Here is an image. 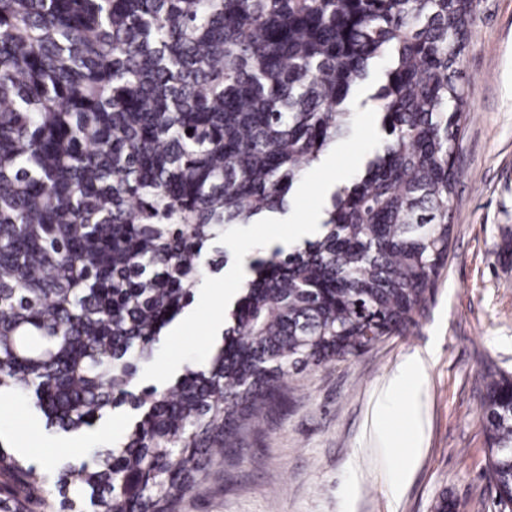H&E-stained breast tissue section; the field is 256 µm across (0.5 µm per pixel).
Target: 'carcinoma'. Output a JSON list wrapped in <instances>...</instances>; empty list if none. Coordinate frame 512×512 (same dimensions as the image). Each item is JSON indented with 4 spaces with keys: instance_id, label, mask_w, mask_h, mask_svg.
Listing matches in <instances>:
<instances>
[{
    "instance_id": "obj_1",
    "label": "carcinoma",
    "mask_w": 512,
    "mask_h": 512,
    "mask_svg": "<svg viewBox=\"0 0 512 512\" xmlns=\"http://www.w3.org/2000/svg\"><path fill=\"white\" fill-rule=\"evenodd\" d=\"M472 0H0V392L49 427L140 419L104 458L47 476L0 449L25 501L171 512L202 456L236 450L285 378L356 356L423 314L448 256L452 161L472 85ZM387 138L336 185L327 232L250 262L209 368L135 391L192 301L206 244L284 210L351 131ZM486 478L512 512V374L484 365ZM79 495L68 496L70 483Z\"/></svg>"
}]
</instances>
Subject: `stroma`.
<instances>
[{"mask_svg":"<svg viewBox=\"0 0 512 512\" xmlns=\"http://www.w3.org/2000/svg\"><path fill=\"white\" fill-rule=\"evenodd\" d=\"M460 68L473 90L455 154L453 228L424 315L357 356L288 377L261 430L235 455L206 462L174 512H434L444 496L459 512H499L485 478L479 380L487 361L512 373V0H473ZM381 137L378 116L356 107L349 136L326 152L337 175L361 172ZM325 189L324 169H307L285 211L268 220L273 236L320 223ZM215 280L206 275L168 327L138 374L141 385L168 386L185 368L209 364L215 316L228 309L210 294ZM424 350L431 356L423 439L413 450L404 405L382 424L373 409L396 367ZM134 417L124 406L66 434L16 398L0 409V445L25 449L27 464L53 475L64 462L118 443Z\"/></svg>","mask_w":512,"mask_h":512,"instance_id":"stroma-1","label":"stroma"}]
</instances>
